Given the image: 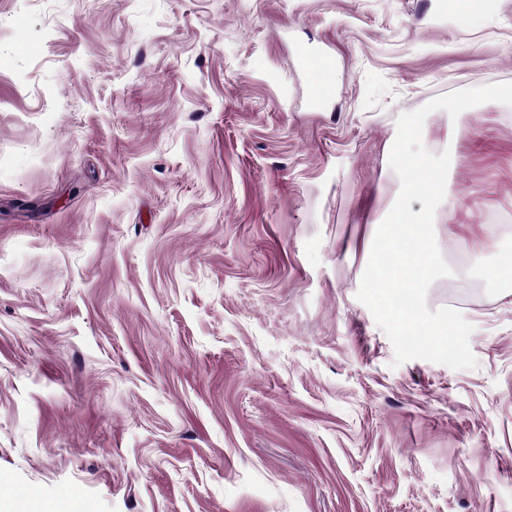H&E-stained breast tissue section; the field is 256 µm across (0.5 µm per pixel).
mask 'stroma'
I'll list each match as a JSON object with an SVG mask.
<instances>
[{"label":"stroma","mask_w":512,"mask_h":512,"mask_svg":"<svg viewBox=\"0 0 512 512\" xmlns=\"http://www.w3.org/2000/svg\"><path fill=\"white\" fill-rule=\"evenodd\" d=\"M0 56V512H512V107L423 126L475 368L394 364L349 248L512 0H0Z\"/></svg>","instance_id":"1"}]
</instances>
